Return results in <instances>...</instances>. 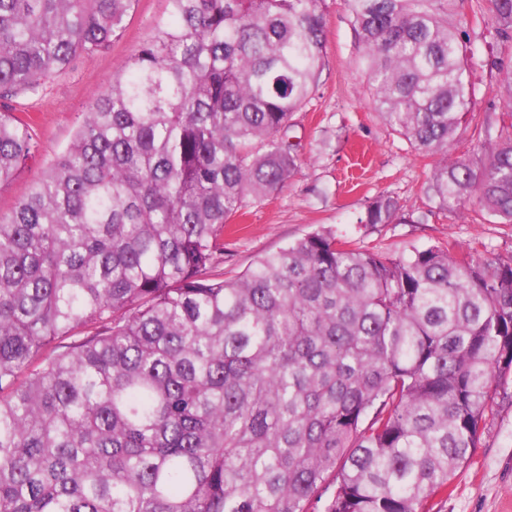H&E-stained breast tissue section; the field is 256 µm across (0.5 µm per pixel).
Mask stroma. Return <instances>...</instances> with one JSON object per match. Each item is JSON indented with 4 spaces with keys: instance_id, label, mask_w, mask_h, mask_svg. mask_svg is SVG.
<instances>
[{
    "instance_id": "1",
    "label": "stroma",
    "mask_w": 512,
    "mask_h": 512,
    "mask_svg": "<svg viewBox=\"0 0 512 512\" xmlns=\"http://www.w3.org/2000/svg\"><path fill=\"white\" fill-rule=\"evenodd\" d=\"M167 0H137L125 28L104 52L76 56L69 67L16 107L32 122L38 156L0 185V215L8 214L36 175L71 141L91 100L156 33L167 16ZM324 67L306 105L293 114L288 139L298 170L277 192L249 202L224 230V263L234 276L260 257L323 228L356 247L389 255L438 245L452 253H492L512 260V225L494 217L473 219L469 208L440 210L425 192L434 157L418 154L375 108L366 72L357 65L360 47L344 0L325 2ZM464 54L476 87L474 110L463 125L456 153L478 145L485 117L503 109L492 60H512V42L491 27L489 0H467ZM379 195L398 206L393 223H366L369 203ZM432 512H512V405H496L468 467L447 496L434 498Z\"/></svg>"
}]
</instances>
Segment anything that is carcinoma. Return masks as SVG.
Returning <instances> with one entry per match:
<instances>
[{
    "mask_svg": "<svg viewBox=\"0 0 512 512\" xmlns=\"http://www.w3.org/2000/svg\"><path fill=\"white\" fill-rule=\"evenodd\" d=\"M135 2L0 0V185L38 150L13 102L109 49ZM167 2L0 216V512H430L512 405V260L313 232L212 274L224 224L298 169L325 0ZM345 5L377 111L440 156L426 193L512 224L511 63L481 151L453 149L464 0ZM491 13L512 41V0ZM396 214L380 195L366 223Z\"/></svg>",
    "mask_w": 512,
    "mask_h": 512,
    "instance_id": "carcinoma-1",
    "label": "carcinoma"
}]
</instances>
